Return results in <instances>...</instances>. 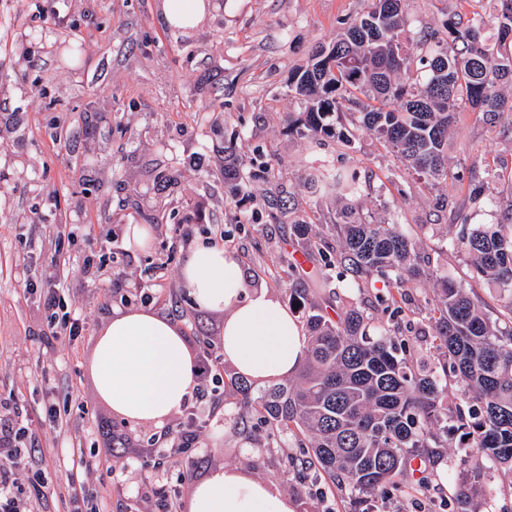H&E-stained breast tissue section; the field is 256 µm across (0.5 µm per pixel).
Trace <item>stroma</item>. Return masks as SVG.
I'll use <instances>...</instances> for the list:
<instances>
[{
    "label": "stroma",
    "instance_id": "1",
    "mask_svg": "<svg viewBox=\"0 0 512 512\" xmlns=\"http://www.w3.org/2000/svg\"><path fill=\"white\" fill-rule=\"evenodd\" d=\"M203 21L191 28L166 23L163 0H0V403L31 430L39 428L44 382L67 424L39 440L49 490L39 512H67V488L81 480L100 512H139L145 485H167L156 512H188L197 482L217 468H234L288 494L295 512H351L347 489L312 471L290 467L301 457L271 426L259 422L232 389L218 391L203 414L197 447L178 459L154 446L159 426L123 423L103 402L92 370L98 333L113 310H151L180 330L191 351L203 337L222 334L224 315L198 307L181 281L194 245L223 238L244 268L249 288L287 301L288 266L297 245L287 215L270 220L262 205L278 190L298 194L303 210L331 202L305 192L309 166L335 159L336 144L317 152L288 131L300 111L288 77L307 64L316 45L336 37V21L359 0H207ZM472 0H407L409 33L437 27L446 14L471 9ZM233 146L240 173L265 155L276 164L272 181L241 185L224 175V148ZM360 176L381 193L365 209L397 214L430 257L431 268L464 283L491 308L496 290L472 272L464 255L446 253L443 239L458 225L436 212V195L466 201L467 185L429 189L412 178L375 139L362 136L350 154ZM454 168L512 166V133L485 124L462 108L448 138ZM180 172L166 186L161 172ZM157 224H149V215ZM150 228L134 245L131 225ZM188 225L190 240L176 234ZM58 276L84 331L74 340L48 337L39 294L25 285ZM144 292H136L134 283ZM327 315L344 301L374 305L382 283L364 289L343 282L334 291L312 287ZM432 287L401 289L398 315L418 369L437 362L428 325ZM108 421L131 438L120 457L105 452L99 425ZM72 448L98 455L101 466L81 478L64 459ZM482 466L485 486L475 512H512V470L483 463L459 436L423 451L395 484L365 495V512H456L457 475Z\"/></svg>",
    "mask_w": 512,
    "mask_h": 512
}]
</instances>
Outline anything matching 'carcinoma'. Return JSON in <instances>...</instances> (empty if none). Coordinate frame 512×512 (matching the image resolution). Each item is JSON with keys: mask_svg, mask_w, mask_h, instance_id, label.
I'll use <instances>...</instances> for the list:
<instances>
[{"mask_svg": "<svg viewBox=\"0 0 512 512\" xmlns=\"http://www.w3.org/2000/svg\"><path fill=\"white\" fill-rule=\"evenodd\" d=\"M405 0H362L337 20L336 40L288 79L304 106L288 131L315 149L332 139L346 150L367 134L391 150L408 173L429 187L461 181L448 166V132L470 107L503 131L512 130V0L454 12L441 28L406 35ZM309 180L336 207L301 215L291 233L318 271L322 287L347 279L358 288L382 281L391 288L433 283L429 323L439 366L419 373L406 357L395 314L354 299L332 319L308 298L300 270L289 274V299L302 312L306 352L297 374L254 390L242 376L234 385L264 422L291 434L307 450L302 465L354 494L374 492L402 475L420 448L448 446V428L491 463L512 469V169L487 165L468 176V198L501 201L505 212L487 224L470 223L449 199L435 207L459 225L443 248L462 253L471 268L501 292L498 314L484 310L467 287L430 268L429 257L404 225L364 211L371 183L342 161L324 160ZM458 387L466 406L455 402ZM485 473L461 477L456 512H472Z\"/></svg>", "mask_w": 512, "mask_h": 512, "instance_id": "obj_1", "label": "carcinoma"}]
</instances>
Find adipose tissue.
I'll use <instances>...</instances> for the list:
<instances>
[{
	"instance_id": "ef3b65f1",
	"label": "adipose tissue",
	"mask_w": 512,
	"mask_h": 512,
	"mask_svg": "<svg viewBox=\"0 0 512 512\" xmlns=\"http://www.w3.org/2000/svg\"><path fill=\"white\" fill-rule=\"evenodd\" d=\"M195 304L224 314V360L264 385L294 374L306 338L288 308L263 289H248L240 262L197 245L182 268ZM100 398L127 421L164 422L193 389L196 361L180 331L153 310H116L100 332L93 365ZM189 512H295L289 495L240 471L220 468L200 482Z\"/></svg>"
}]
</instances>
